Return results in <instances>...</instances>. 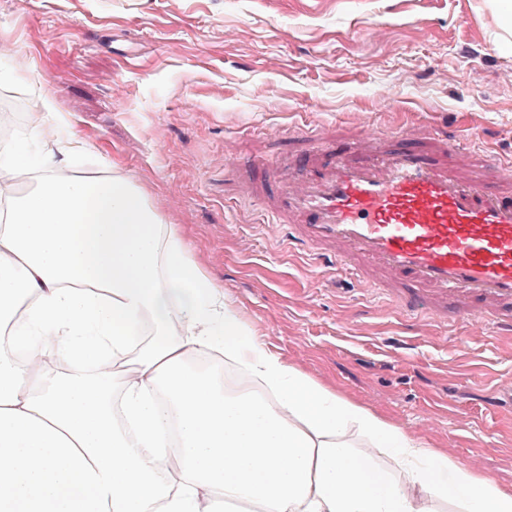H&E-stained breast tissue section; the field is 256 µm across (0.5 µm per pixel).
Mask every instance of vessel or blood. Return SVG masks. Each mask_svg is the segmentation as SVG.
<instances>
[{
    "instance_id": "b4317fda",
    "label": "vessel or blood",
    "mask_w": 512,
    "mask_h": 512,
    "mask_svg": "<svg viewBox=\"0 0 512 512\" xmlns=\"http://www.w3.org/2000/svg\"><path fill=\"white\" fill-rule=\"evenodd\" d=\"M303 154L230 157L242 190L278 187L266 211L289 248L385 293L399 314L512 335V166L472 154L454 136L400 133L382 146L358 128L338 149L327 128L298 132Z\"/></svg>"
}]
</instances>
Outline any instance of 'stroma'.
Here are the masks:
<instances>
[{
  "mask_svg": "<svg viewBox=\"0 0 512 512\" xmlns=\"http://www.w3.org/2000/svg\"><path fill=\"white\" fill-rule=\"evenodd\" d=\"M486 0H0L75 133L77 168L120 160L267 346L337 395L512 493V338L411 325L374 289L288 252L226 155H297V126L459 132L512 160V47ZM399 91L385 107L377 91ZM285 137L266 139L268 129Z\"/></svg>",
  "mask_w": 512,
  "mask_h": 512,
  "instance_id": "35a3bbf8",
  "label": "stroma"
}]
</instances>
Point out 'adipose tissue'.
I'll list each match as a JSON object with an SVG mask.
<instances>
[{
  "mask_svg": "<svg viewBox=\"0 0 512 512\" xmlns=\"http://www.w3.org/2000/svg\"><path fill=\"white\" fill-rule=\"evenodd\" d=\"M34 104L30 137L0 145V512H512L266 347L120 162L61 177L52 148L87 144ZM214 354L264 394L196 367Z\"/></svg>",
  "mask_w": 512,
  "mask_h": 512,
  "instance_id": "adipose-tissue-1",
  "label": "adipose tissue"
}]
</instances>
